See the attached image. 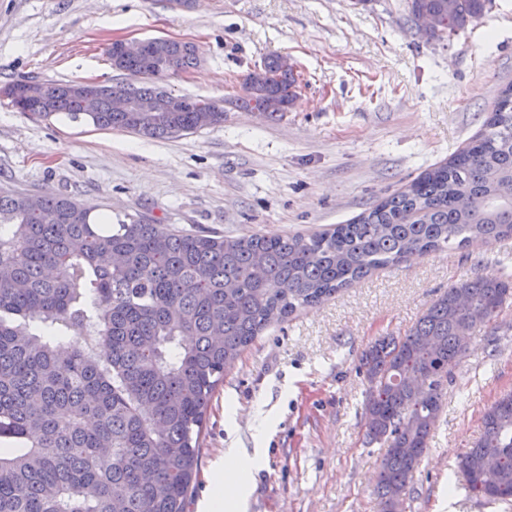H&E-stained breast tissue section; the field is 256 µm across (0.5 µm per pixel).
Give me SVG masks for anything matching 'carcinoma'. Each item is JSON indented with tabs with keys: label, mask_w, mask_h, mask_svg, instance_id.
<instances>
[{
	"label": "carcinoma",
	"mask_w": 512,
	"mask_h": 512,
	"mask_svg": "<svg viewBox=\"0 0 512 512\" xmlns=\"http://www.w3.org/2000/svg\"><path fill=\"white\" fill-rule=\"evenodd\" d=\"M485 3L407 0V9L454 33ZM195 60L193 45L168 39L151 61L112 68L149 80ZM21 84L29 94L13 106L43 119L64 114L149 138L224 123V108L201 98L210 111L165 112V90L146 84L106 85L95 112L83 111L79 81ZM295 84L293 69L269 57L236 102L253 110L275 101L276 118L297 100ZM113 94L143 111H112ZM35 200L0 189V444L11 445L0 452V512H188L208 402L257 336L407 255L512 234V85L467 148L328 231L203 235L144 218L114 224L76 196ZM511 297L509 276L462 280L407 334L362 353L366 438L386 448L381 512H393V491L409 485L429 448L468 349L459 327L474 312L492 321ZM409 376L420 386H405ZM459 467L473 495L512 501V393L487 409Z\"/></svg>",
	"instance_id": "obj_1"
}]
</instances>
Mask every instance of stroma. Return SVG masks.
Listing matches in <instances>:
<instances>
[{
    "label": "stroma",
    "instance_id": "35a3bbf8",
    "mask_svg": "<svg viewBox=\"0 0 512 512\" xmlns=\"http://www.w3.org/2000/svg\"><path fill=\"white\" fill-rule=\"evenodd\" d=\"M196 46L161 77L172 94L224 106L222 125L174 139L40 120L0 92V186L74 195L119 221L226 236L308 234L404 190L481 132L512 84V0L448 38L417 32L405 0H0V89L18 80L123 81L112 40ZM288 57L297 101L281 117L237 108L243 78ZM512 276V236L402 258L257 336L204 416L189 512L226 449L248 454L244 512H380L385 453L366 439L357 367L375 338L405 335L462 279ZM512 392V299L478 326L448 384L404 512H512L465 486L461 456Z\"/></svg>",
    "mask_w": 512,
    "mask_h": 512
}]
</instances>
